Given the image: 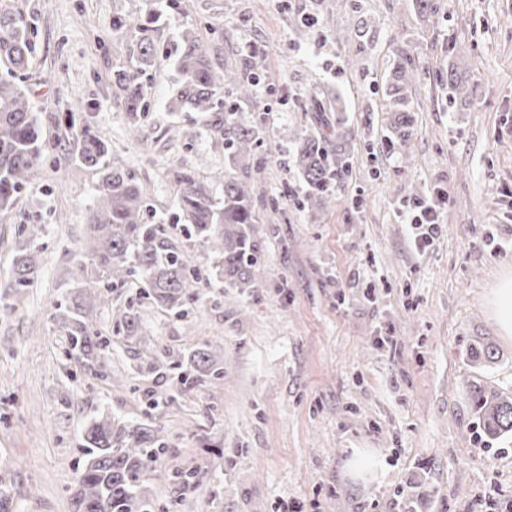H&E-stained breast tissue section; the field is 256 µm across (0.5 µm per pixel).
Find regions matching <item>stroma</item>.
<instances>
[{"label":"stroma","mask_w":512,"mask_h":512,"mask_svg":"<svg viewBox=\"0 0 512 512\" xmlns=\"http://www.w3.org/2000/svg\"><path fill=\"white\" fill-rule=\"evenodd\" d=\"M22 13L33 53L26 85L42 132L35 177L0 212V282L26 224L42 225L33 287L0 311V487L13 512H75L82 433L107 413L158 430L168 452L143 475L155 512H512V439L488 442L474 388L512 396V337L486 309L512 270V0H180L154 37L171 49L194 27L223 63L261 58L264 79L241 117L265 111L276 144L258 176L262 222L280 233L264 245L249 288L213 277L214 260L179 237L200 274L199 299L175 316L132 284L103 304L134 303L143 339H113L95 369L70 358L58 303L87 232L98 175L72 163L85 127L110 162L150 193L173 224L167 173L199 165L216 196L235 175L196 112L168 109L177 74L158 59L143 80L152 108L133 132L112 75L136 66L139 34L119 18L147 19L150 0H0ZM423 74L412 90L415 125L389 144L386 86L400 49ZM468 68L477 103L454 108L435 71L449 57ZM340 96L350 155L330 206L310 214L289 133L318 128L303 103ZM177 128L169 137L168 128ZM446 194L432 244L416 248L399 215L434 189ZM224 368L187 391L171 377L139 373L167 351L200 344ZM491 346L497 359L474 361ZM168 394L163 409L148 392ZM194 473L181 494L174 470Z\"/></svg>","instance_id":"1"}]
</instances>
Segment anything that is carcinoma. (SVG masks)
<instances>
[{
  "label": "carcinoma",
  "instance_id": "cac0c4a2",
  "mask_svg": "<svg viewBox=\"0 0 512 512\" xmlns=\"http://www.w3.org/2000/svg\"><path fill=\"white\" fill-rule=\"evenodd\" d=\"M117 27L137 28L142 36L137 44V67L120 69L112 80L123 91L121 105L128 124L136 128L149 111L141 76L153 66L157 53L148 27L133 17L117 22ZM32 51L30 31L24 19L0 6V66L7 77H0V211L13 208L21 191L32 181L34 163L40 153L41 131L33 116L31 101L15 73L27 68ZM172 65L181 75L173 88L168 108L172 112H199L210 134L224 142V150L236 167L261 173L264 152L260 138L265 117L258 114L241 120L225 105L233 96L243 102L253 95L254 85L263 77L259 63L245 60L229 69L210 54L196 31L180 33ZM419 76V63L402 50L393 66L386 94L390 100V129L397 143L411 136L412 86ZM441 84L448 86L449 100L468 107L475 105V89L463 77L458 64L448 61V69L438 72ZM311 112L343 111L337 98L317 91L310 98ZM294 161L307 184L305 195L311 215L332 201L330 187L341 178L348 155L338 150L331 154L325 134L295 137ZM108 147L91 128L83 132L75 159L99 171L96 204L88 216L87 236L82 241L74 265L76 291L66 300L63 319L68 328L71 350L77 361L89 369L105 360L112 340L98 326L104 292L122 288L133 279L139 281L152 305L183 315L199 299L194 283L199 277L185 262L164 224L147 220L149 193L131 173L106 160ZM175 188L177 223L185 235L212 253L216 276L240 288L250 287L261 270L264 240L256 233V214L251 179H224V197L218 199L200 180L193 167L175 166L168 172ZM42 227L27 224L20 228L22 243L12 259L11 280L0 296L30 288L36 280V264L29 244L38 239ZM109 318L116 335L128 342L142 336L140 312L131 304L116 305ZM151 373L177 371L181 388H194L211 378L224 376V368L210 351L200 346L188 357L171 360L158 356L145 366ZM473 403L483 432L491 439L512 434V399L482 390L473 391ZM88 448L85 466L75 479L76 512H148L150 504L142 492V475L166 454L159 432L139 423L121 421L108 415L87 422L83 430Z\"/></svg>",
  "mask_w": 512,
  "mask_h": 512
}]
</instances>
